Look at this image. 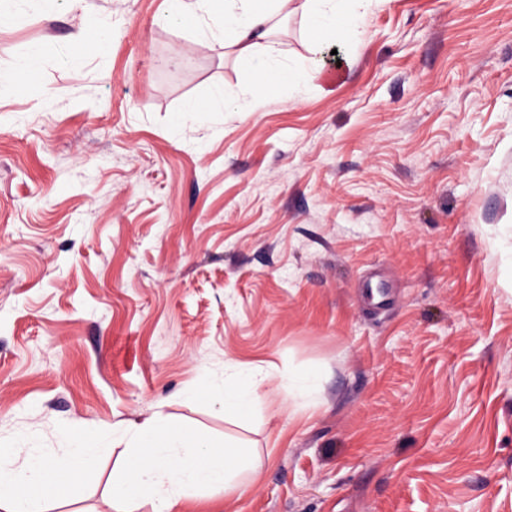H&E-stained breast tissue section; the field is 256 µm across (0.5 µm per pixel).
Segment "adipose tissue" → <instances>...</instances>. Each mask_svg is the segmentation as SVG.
<instances>
[{
	"label": "adipose tissue",
	"instance_id": "obj_1",
	"mask_svg": "<svg viewBox=\"0 0 512 512\" xmlns=\"http://www.w3.org/2000/svg\"><path fill=\"white\" fill-rule=\"evenodd\" d=\"M369 0H305L302 9L314 45L353 34L354 17ZM293 0H163L164 17L194 24L200 35H224L226 50L257 58L252 72L255 102L281 72L272 61V23L294 11ZM270 378L259 369L237 371L223 388H210L208 399L220 402L225 415L242 417L262 407ZM131 450L112 484L115 512H174L194 495L235 487L240 474L257 470L260 459L245 449L219 451L212 438L188 431L170 416L152 415L130 429ZM105 447L99 438L73 439L67 451L53 457L31 455L28 449L0 444V512H49L48 503L66 495L81 500L84 478L96 467Z\"/></svg>",
	"mask_w": 512,
	"mask_h": 512
}]
</instances>
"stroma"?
Listing matches in <instances>:
<instances>
[{"label": "stroma", "mask_w": 512, "mask_h": 512, "mask_svg": "<svg viewBox=\"0 0 512 512\" xmlns=\"http://www.w3.org/2000/svg\"><path fill=\"white\" fill-rule=\"evenodd\" d=\"M162 0H10L0 72V442L108 450L160 412L263 466L177 512H512V0H383L251 107L252 61ZM109 24L99 51L92 37ZM223 97L225 110L189 112ZM305 382L248 419L191 389ZM40 51L33 50L24 58H22L16 65L14 71L9 74H0V92L7 91L11 89L16 81V78L19 74H28L33 72L39 63L40 59Z\"/></svg>", "instance_id": "1"}]
</instances>
